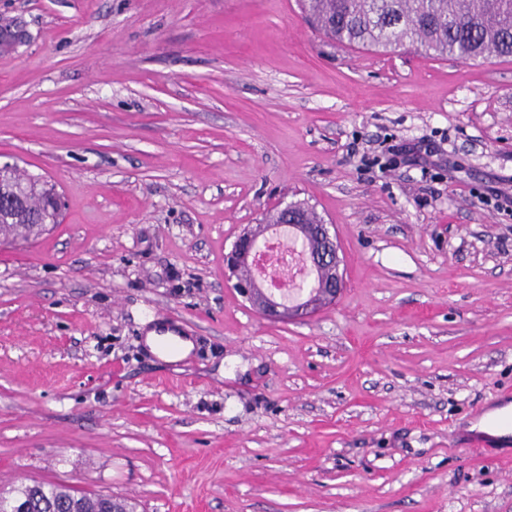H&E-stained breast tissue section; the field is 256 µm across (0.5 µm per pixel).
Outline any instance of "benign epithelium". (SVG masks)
<instances>
[{
	"label": "benign epithelium",
	"mask_w": 512,
	"mask_h": 512,
	"mask_svg": "<svg viewBox=\"0 0 512 512\" xmlns=\"http://www.w3.org/2000/svg\"><path fill=\"white\" fill-rule=\"evenodd\" d=\"M40 188L22 181L14 190H0V222L10 219V212L25 203L24 196L38 195ZM308 206L288 204L280 209L278 224L247 225L237 236L224 257L233 287L265 319L273 322L290 321L310 316L336 304L344 289L343 258L331 233L330 225L308 224ZM285 229L302 249L309 279L301 285L300 295L293 301L284 299L275 286L256 274L257 249L261 242Z\"/></svg>",
	"instance_id": "obj_1"
}]
</instances>
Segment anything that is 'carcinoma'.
<instances>
[{"mask_svg": "<svg viewBox=\"0 0 512 512\" xmlns=\"http://www.w3.org/2000/svg\"><path fill=\"white\" fill-rule=\"evenodd\" d=\"M313 25L333 42L375 51L408 44L439 57L479 61L512 57V0H299ZM37 199L0 234H32L30 225L59 220ZM114 512L115 498L35 482L0 491V512Z\"/></svg>", "mask_w": 512, "mask_h": 512, "instance_id": "carcinoma-1", "label": "carcinoma"}]
</instances>
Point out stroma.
<instances>
[{
  "label": "stroma",
  "mask_w": 512,
  "mask_h": 512,
  "mask_svg": "<svg viewBox=\"0 0 512 512\" xmlns=\"http://www.w3.org/2000/svg\"><path fill=\"white\" fill-rule=\"evenodd\" d=\"M0 485L137 512H512L464 423L512 391V58L341 47L297 0H0ZM331 224L345 287L264 319L224 255ZM189 338L169 360L149 330ZM22 195H40L39 187H31L26 181L17 183L14 186V191L5 190L1 191L0 184V234H33L32 229L25 224H33V229H37L36 225H41L45 221L55 220L54 224L59 223L60 209L56 213V206H48L39 198L32 202V206L20 209L12 220L8 223L3 221L9 220L10 212L15 208L24 205L25 200ZM166 341L175 342L178 358L186 357L193 347L191 342L180 339L177 336H171L168 333L160 334L155 331H150L147 334V336H145V343L147 344L151 351L157 354L168 353L161 347V345Z\"/></svg>",
  "instance_id": "1"
}]
</instances>
